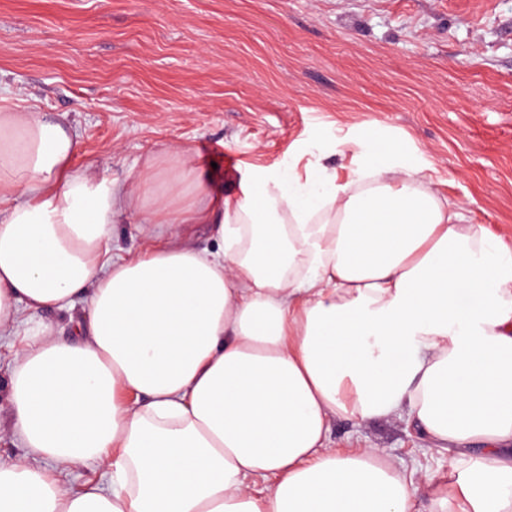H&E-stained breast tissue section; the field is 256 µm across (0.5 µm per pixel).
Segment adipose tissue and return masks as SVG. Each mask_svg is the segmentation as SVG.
<instances>
[{"instance_id": "ef3b65f1", "label": "adipose tissue", "mask_w": 512, "mask_h": 512, "mask_svg": "<svg viewBox=\"0 0 512 512\" xmlns=\"http://www.w3.org/2000/svg\"><path fill=\"white\" fill-rule=\"evenodd\" d=\"M342 147L347 174L256 166L237 193L179 146L112 178L0 97V409L28 450L0 464V512H512V244L419 164ZM123 220L145 251L113 252ZM80 300V341L23 325ZM342 417H406L461 454L415 481L333 448ZM87 460L98 478L69 487Z\"/></svg>"}]
</instances>
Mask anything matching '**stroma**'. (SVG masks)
Masks as SVG:
<instances>
[{
	"mask_svg": "<svg viewBox=\"0 0 512 512\" xmlns=\"http://www.w3.org/2000/svg\"><path fill=\"white\" fill-rule=\"evenodd\" d=\"M0 96L77 134V169L120 177L188 149L225 190L343 138L401 148L512 243V0H0ZM414 479L447 450L403 420L336 419Z\"/></svg>",
	"mask_w": 512,
	"mask_h": 512,
	"instance_id": "stroma-1",
	"label": "stroma"
}]
</instances>
